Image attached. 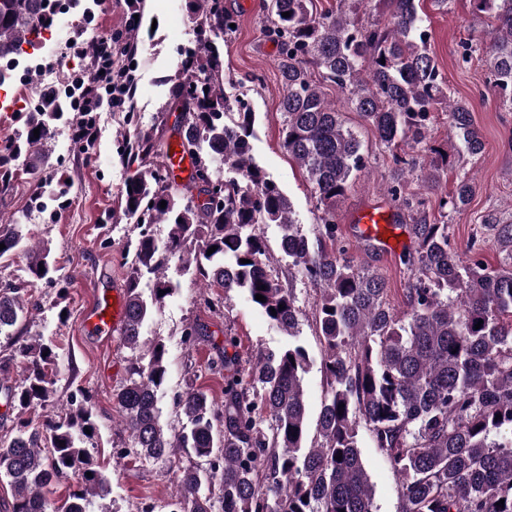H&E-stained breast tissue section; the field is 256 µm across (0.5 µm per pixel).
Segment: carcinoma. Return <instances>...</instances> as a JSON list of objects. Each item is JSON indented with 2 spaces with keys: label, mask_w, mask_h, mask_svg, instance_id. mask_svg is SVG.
Segmentation results:
<instances>
[{
  "label": "carcinoma",
  "mask_w": 512,
  "mask_h": 512,
  "mask_svg": "<svg viewBox=\"0 0 512 512\" xmlns=\"http://www.w3.org/2000/svg\"><path fill=\"white\" fill-rule=\"evenodd\" d=\"M194 2L202 51L188 59L171 87L181 105L180 146L194 160V172L187 184H177L160 162L166 156L160 137L148 129L135 130L123 151L136 170L125 181L121 205L139 234L121 340L133 352L148 350L132 362L114 399L137 457L169 462L182 448L198 459L175 470L177 495L160 512H374L362 429L399 478L400 512H512V224L485 220L509 248L503 267L489 271L480 248L473 245L461 256L449 247L448 225L429 220L427 199L438 189L436 172L447 164V156L432 155L426 144L437 106L446 108L449 133L469 153H481L485 143L468 104L447 93L427 50L418 0H336L323 12L314 0H264L265 31L279 49L282 147L305 171L322 211L311 237L297 229L290 201L253 159L255 113L226 92L232 80L217 40H228L233 18L222 0ZM473 2L491 16V30L462 42L460 57L467 63L477 51L485 56L488 83L511 111L512 0ZM362 7L384 20L360 23ZM52 13L50 0H0V58L34 45L42 17ZM325 83L346 94L345 105L392 152L399 173L386 193L416 215L419 250L402 317L381 274L327 248L336 239V204L368 158L325 97ZM65 112L61 97L42 94L26 130L29 171H46L39 145ZM402 145L418 148L422 163L398 155ZM417 169L419 192L406 195L405 175ZM473 192L472 180L464 178L439 208L460 209ZM156 224L168 226L163 244L154 235ZM261 224L280 228V252L320 293L315 324L326 386L311 447L303 346L260 352L248 366L226 373L220 410L199 390L177 395V425L168 426L158 399L168 378L167 349L160 340L148 345L142 338L151 306L173 285L158 278L147 298L140 276H158L173 261L226 296L245 293L275 326L295 336L299 309L271 270ZM0 243V258L23 247L17 225H0ZM213 246L215 252L207 253ZM258 294L264 300H256ZM22 311L20 288L0 283V335H12ZM14 356L26 364L22 383L6 389L16 433L0 440V477L14 491L13 512H48L44 488L71 476L77 485L65 512H88L89 498L111 492L110 479L82 447L91 438L86 430L96 431L91 409L80 405L63 419L45 420L40 430L31 428L26 414L53 398L47 372L56 353L34 341L17 344ZM339 454L342 459H335Z\"/></svg>",
  "instance_id": "obj_1"
}]
</instances>
